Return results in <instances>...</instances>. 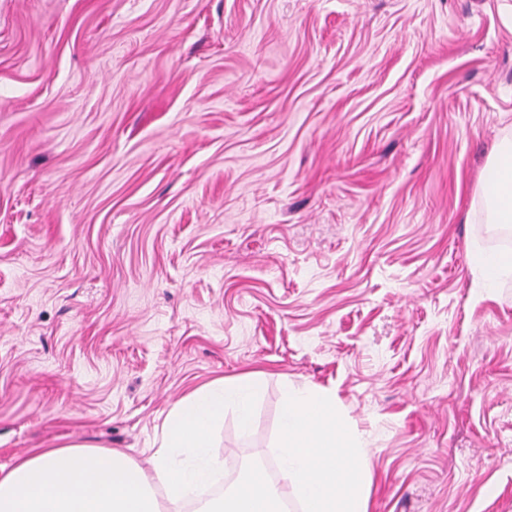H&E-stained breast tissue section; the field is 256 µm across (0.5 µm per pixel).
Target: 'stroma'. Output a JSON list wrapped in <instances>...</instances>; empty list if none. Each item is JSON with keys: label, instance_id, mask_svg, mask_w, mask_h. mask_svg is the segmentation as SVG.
Listing matches in <instances>:
<instances>
[{"label": "stroma", "instance_id": "obj_1", "mask_svg": "<svg viewBox=\"0 0 512 512\" xmlns=\"http://www.w3.org/2000/svg\"><path fill=\"white\" fill-rule=\"evenodd\" d=\"M512 0H0V469L146 462L188 391L267 375L224 473L336 396L368 512H512V276L479 184ZM473 263L484 275L489 288H493L501 277L512 274V253L510 252H476Z\"/></svg>", "mask_w": 512, "mask_h": 512}]
</instances>
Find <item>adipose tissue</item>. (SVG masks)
Returning a JSON list of instances; mask_svg holds the SVG:
<instances>
[{"label":"adipose tissue","instance_id":"1","mask_svg":"<svg viewBox=\"0 0 512 512\" xmlns=\"http://www.w3.org/2000/svg\"><path fill=\"white\" fill-rule=\"evenodd\" d=\"M480 191L486 222L512 224V137L499 143ZM264 390V373L248 372L188 392L167 414L148 470L122 449L86 443H52L18 458L0 472V512H169L214 482L220 463L210 451V435L223 424L225 410L234 412L241 432H249ZM278 463L300 512H368L372 472L329 392L287 390ZM284 500L265 469L254 467L201 512H283Z\"/></svg>","mask_w":512,"mask_h":512}]
</instances>
